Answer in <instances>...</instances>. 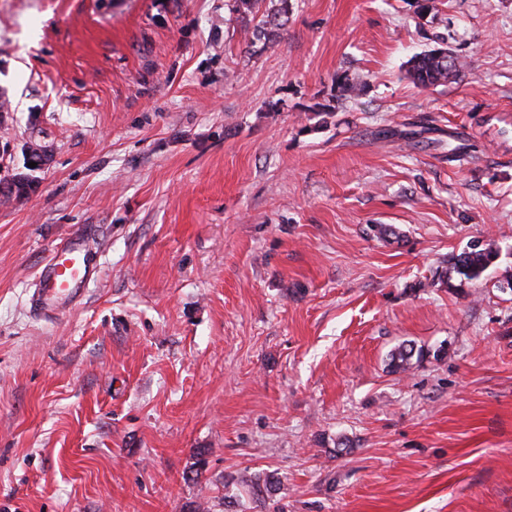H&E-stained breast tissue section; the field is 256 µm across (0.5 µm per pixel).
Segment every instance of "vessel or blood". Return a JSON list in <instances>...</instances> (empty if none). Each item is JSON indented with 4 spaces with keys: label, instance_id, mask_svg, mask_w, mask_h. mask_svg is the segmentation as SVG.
<instances>
[{
    "label": "vessel or blood",
    "instance_id": "vessel-or-blood-1",
    "mask_svg": "<svg viewBox=\"0 0 512 512\" xmlns=\"http://www.w3.org/2000/svg\"><path fill=\"white\" fill-rule=\"evenodd\" d=\"M99 273L97 253L90 245L89 232L77 230L65 244L55 247L45 260L30 304L38 310L55 305L75 306L87 287L98 279Z\"/></svg>",
    "mask_w": 512,
    "mask_h": 512
}]
</instances>
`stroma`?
Segmentation results:
<instances>
[{"instance_id":"stroma-1","label":"stroma","mask_w":512,"mask_h":512,"mask_svg":"<svg viewBox=\"0 0 512 512\" xmlns=\"http://www.w3.org/2000/svg\"><path fill=\"white\" fill-rule=\"evenodd\" d=\"M281 6L0 0V512H512V290L440 279L512 266V0ZM86 224L99 280L34 316ZM437 51H445L441 56ZM448 49L435 48L415 54L408 61V74L418 87L427 89L432 86L457 80L462 73L463 64L458 60V68L454 73L448 72ZM499 248L491 241L477 240L469 247L468 251H463L460 254L453 255L449 263L448 273L446 278L448 285L452 279V273L463 280H478L484 273L495 267L499 258ZM415 356L416 362L420 361L424 356V351L421 349L416 350L411 344H402L398 346L390 354L389 367L391 372H406L414 364L413 359Z\"/></svg>"}]
</instances>
